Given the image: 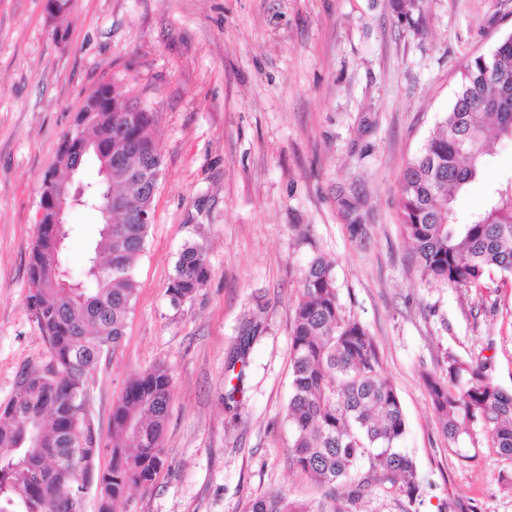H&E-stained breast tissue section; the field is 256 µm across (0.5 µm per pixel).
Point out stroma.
I'll return each mask as SVG.
<instances>
[{"label": "stroma", "instance_id": "stroma-1", "mask_svg": "<svg viewBox=\"0 0 512 512\" xmlns=\"http://www.w3.org/2000/svg\"><path fill=\"white\" fill-rule=\"evenodd\" d=\"M510 33L512 0H422L416 27L391 0H74L58 21L47 0H0V403L23 368L50 361L26 307L41 177L106 75L153 112L162 166L126 336L87 377L96 467L109 465L112 409L131 376L161 367L173 385L171 465L122 512H244L280 487L318 496L290 461L285 416L292 305L316 254L399 396L402 446L423 480L417 512H512V459L446 440L423 381L446 355H483L512 390V281L425 282L398 207L406 164L461 69ZM510 181L501 139L458 196V221ZM189 241L205 247L210 278L176 305L167 286ZM255 314L264 331L228 409L225 360Z\"/></svg>", "mask_w": 512, "mask_h": 512}]
</instances>
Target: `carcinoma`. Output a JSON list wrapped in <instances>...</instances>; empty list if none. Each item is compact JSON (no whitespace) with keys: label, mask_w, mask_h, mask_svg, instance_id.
Segmentation results:
<instances>
[{"label":"carcinoma","mask_w":512,"mask_h":512,"mask_svg":"<svg viewBox=\"0 0 512 512\" xmlns=\"http://www.w3.org/2000/svg\"><path fill=\"white\" fill-rule=\"evenodd\" d=\"M114 111L83 112L82 133L123 158L112 174L82 183L84 200L97 219V237L78 275L57 249L56 225L36 232L29 253L27 309L49 346L51 362L25 368L19 392L0 406V512H68L70 498L94 486L99 512H117L131 487H150L168 465L160 447L172 396L164 368L133 376L112 409L110 464L104 471L59 456L71 444L92 446L86 377L102 355L117 351L137 291L133 266L148 225L112 217L107 231V191L127 197L132 210H152L150 181L127 172L160 169L154 115L121 111L125 99L112 92ZM512 139V34L489 56L473 57L461 71L441 132L425 142L400 182V214L421 278L450 287L479 288L484 279L512 278V183L494 189L487 207L469 222H456L454 203L488 167L493 149L486 120ZM112 265L92 272L98 258ZM210 277L203 245L181 250L168 291L174 303L193 297ZM262 323L250 318L225 362L224 401L241 392L251 345ZM291 394L286 417L292 427V464L322 489L319 498H294L288 489L253 500L246 512H361L372 487L392 489L416 504L422 482L414 459L400 445L406 420L398 394L384 377L372 336L346 317L338 301L332 263L313 256L302 270L293 306ZM488 360L446 356L445 373L424 381L449 441L490 447L512 458V391L498 386Z\"/></svg>","instance_id":"cac0c4a2"}]
</instances>
